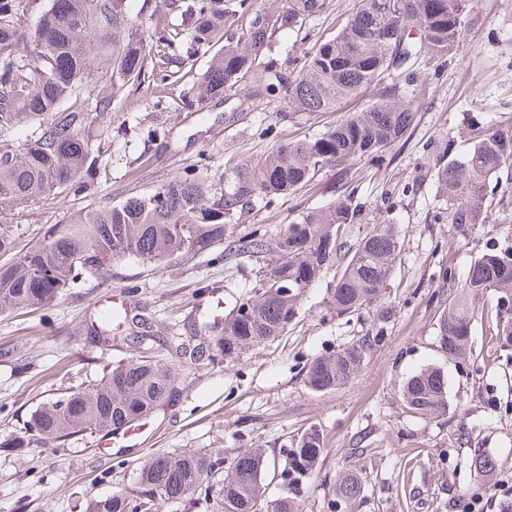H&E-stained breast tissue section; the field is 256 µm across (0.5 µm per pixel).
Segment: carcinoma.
Instances as JSON below:
<instances>
[{
  "mask_svg": "<svg viewBox=\"0 0 512 512\" xmlns=\"http://www.w3.org/2000/svg\"><path fill=\"white\" fill-rule=\"evenodd\" d=\"M358 0L356 11L337 34L314 44L299 70L273 75L258 57L278 29L300 28L320 14L325 0H274V8L252 10L250 0H167V10L188 22V46L164 39L166 64L178 69L199 52L211 53L197 89L201 97H219L239 79L252 74L265 92L284 93L296 112H328L374 86L378 97L360 112L349 114L327 131L278 146L257 162L242 163L231 176V190L216 195L193 174L171 177L153 192L119 204L77 212L67 224H53L42 240L11 264H0V314L42 307L70 295L85 276L112 279V260L132 255L160 264L187 259L230 241L231 226L244 206L256 198L285 195L310 184L329 165L378 157L408 133L415 117L406 91L387 82L392 72L420 57L435 58L453 50L461 33V17L470 0ZM30 0H0V129L25 117H47L34 141L21 149L0 146V207L35 202L59 188L83 192L95 169L94 126L112 111V99L127 85L142 84L152 48L142 31L132 0H48L34 28L23 26ZM248 16L240 35L232 26ZM109 91L97 88L99 78ZM96 93L91 108L66 105L76 92ZM512 170V134L492 131L476 137L469 152L454 158L442 152L433 160L434 178L448 205V223L475 227L489 223L484 199L490 178ZM359 213L345 197L312 208L288 225L271 247L262 238L250 242L252 252L273 250L274 259L254 295L247 298L248 318L224 322L217 343L230 356L249 345L274 339L298 316L303 296L337 261L344 268L330 289L340 314L360 311L380 298L400 252L392 224H373L353 239L343 236ZM461 287L493 290L512 296V255L489 251L470 268ZM119 319L138 344L135 355L102 369L93 384L49 398L32 411L31 435L54 442L78 433L131 428L150 418L175 395L173 367L153 360L155 333L145 317L130 311H103L102 341L112 340ZM439 342L450 358L466 355L471 317L464 306H448L440 316ZM368 345L352 343L334 354L315 358L307 383L316 392L334 390L360 369ZM403 398L416 413L431 416L446 410L441 371L425 368L411 375ZM324 452L322 436L305 432L288 451L282 473L290 492L312 474ZM266 466L259 448L240 453L233 474L224 477L215 500L219 512H258L264 497ZM471 466L488 475L494 462L473 449ZM214 467L207 453L157 452L138 469L145 501L134 504L122 494L94 498L84 512H138L147 502L178 501L202 488L204 473ZM361 482L344 477L337 495L351 501Z\"/></svg>",
  "mask_w": 512,
  "mask_h": 512,
  "instance_id": "obj_1",
  "label": "carcinoma"
}]
</instances>
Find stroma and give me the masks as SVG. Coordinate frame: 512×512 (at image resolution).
I'll return each instance as SVG.
<instances>
[{
    "mask_svg": "<svg viewBox=\"0 0 512 512\" xmlns=\"http://www.w3.org/2000/svg\"><path fill=\"white\" fill-rule=\"evenodd\" d=\"M326 3L304 24L307 43L333 37L356 0ZM461 28L449 54L417 61L399 76L417 108L405 141L373 160L325 167L309 186L271 202L252 203L231 228L236 240L259 232L276 241L302 212L328 203L329 188L340 187L362 224H391L399 235L401 251L379 304L337 313L330 302L341 273L335 266L303 297L286 333L224 355L207 324L216 314L235 315L270 257H228L216 246L157 267L128 257L113 264L109 283L89 277L53 305L0 315V442L23 436L43 400L94 382L104 364L133 354L125 338L105 343L91 331L106 297L142 308L165 341L157 359L168 360L171 341L203 348L199 360L177 366L175 401L131 441L107 447L98 432L55 443L34 439L25 448L0 445V512H84L88 499L116 492L139 500L137 468L157 451L210 454L219 470L203 482L214 489L239 453L264 449L270 502L284 494L289 448L311 429L322 435L324 453L296 493L299 512H462L474 496L488 512H499L496 489L512 484V338L502 333L512 311L497 292H470L462 283L488 249L512 248V223L503 221L512 214V172L489 181L488 224L463 231L448 221L432 165L443 143H451L456 156L468 152L470 121L512 133V0H470ZM299 33L275 31L262 61L301 60L307 43ZM207 64L201 55L179 77L163 79L156 69L141 86L125 87L95 127L92 191L66 190L0 213L14 251L34 246L48 226L67 223L79 209L150 193L187 171L213 192L228 191L237 165L284 141L321 133L375 99L368 89L334 112H296L257 89L248 74L223 97L183 104ZM460 298L473 318L469 353L455 359L440 347L438 321ZM359 340L369 345L359 373L334 390H311L310 363ZM425 367L444 373L447 392L446 411L429 417L414 413L402 397L408 377ZM474 448L495 458L491 479L471 468ZM348 472L360 477L362 489L344 502L333 489Z\"/></svg>",
    "mask_w": 512,
    "mask_h": 512,
    "instance_id": "35a3bbf8",
    "label": "stroma"
}]
</instances>
